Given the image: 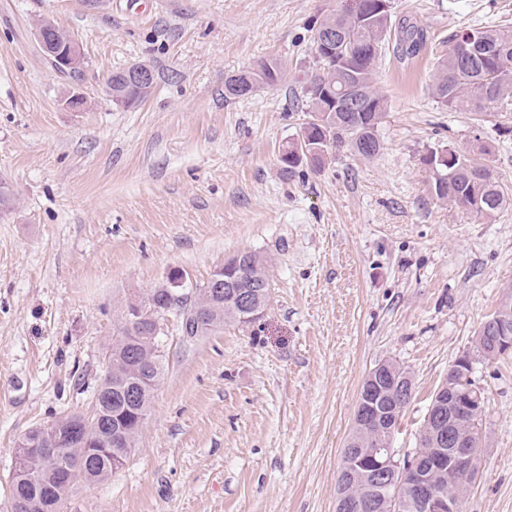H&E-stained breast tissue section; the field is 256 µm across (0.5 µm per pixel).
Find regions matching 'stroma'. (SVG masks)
Segmentation results:
<instances>
[{
    "instance_id": "1",
    "label": "stroma",
    "mask_w": 512,
    "mask_h": 512,
    "mask_svg": "<svg viewBox=\"0 0 512 512\" xmlns=\"http://www.w3.org/2000/svg\"><path fill=\"white\" fill-rule=\"evenodd\" d=\"M341 0H0V512L16 444L90 409L127 300L170 272L187 286L243 251L269 261L261 318L183 337L162 320L164 376L125 466L77 488L65 512H335L342 452L363 381L390 360L415 396L393 440L413 455L435 389L461 355L484 395L478 477L462 512H512V354H473L512 286V205L477 218L432 191L428 149L474 136L512 193V100L478 114L430 85L463 28L512 30V0H396L427 34L386 52L378 156L342 153L283 180L280 149L304 119L313 24ZM75 39L71 81L43 56L35 24ZM278 58L288 80L244 99L227 77ZM153 67L155 88L123 108L108 76Z\"/></svg>"
}]
</instances>
